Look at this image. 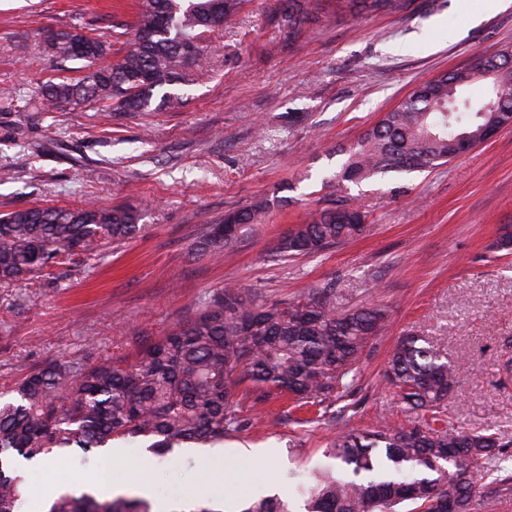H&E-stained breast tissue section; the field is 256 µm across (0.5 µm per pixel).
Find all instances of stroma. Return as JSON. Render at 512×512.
<instances>
[{"mask_svg":"<svg viewBox=\"0 0 512 512\" xmlns=\"http://www.w3.org/2000/svg\"><path fill=\"white\" fill-rule=\"evenodd\" d=\"M283 0H246L213 28L205 64L177 86L182 107L105 117L92 110L35 112L20 121L9 102L36 98L39 85L83 77L74 63L50 61L47 30L90 27L113 49L134 0H0V213L37 205L143 208L144 232L107 245L94 260L54 267L51 278L0 288V380L46 360L134 357L136 338L152 339L191 319L232 282L271 300L335 282L352 304L387 306L391 327L356 367V408L337 402L335 421L294 424L291 402H242L256 427L200 448L157 455L143 440L131 459L102 448L31 465V498L51 485L97 475L107 497L154 494L206 502L199 455L248 500V487L273 481L295 512L298 487L326 465L330 439L343 424L361 430L413 419L382 372L393 343L427 336L449 358L469 359L449 394L448 416L469 431L512 441V252L498 248L512 226V127L445 165L389 173L342 192L323 189L354 144L419 83L512 53V0H395L388 8L341 13L289 38ZM266 198L265 224L234 254L202 256V227ZM354 205L368 232L324 254L284 260L279 233L307 211Z\"/></svg>","mask_w":512,"mask_h":512,"instance_id":"stroma-1","label":"stroma"}]
</instances>
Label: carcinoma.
Masks as SVG:
<instances>
[{
	"label": "carcinoma",
	"mask_w": 512,
	"mask_h": 512,
	"mask_svg": "<svg viewBox=\"0 0 512 512\" xmlns=\"http://www.w3.org/2000/svg\"><path fill=\"white\" fill-rule=\"evenodd\" d=\"M243 0H137L134 21L126 24L127 49L109 65L111 45L87 41L75 51L76 32H53L46 43L53 61H78L80 79H49L38 100L14 110L48 112L93 103L103 112H147L155 94L177 108L173 87L204 63L202 48L189 56L185 43L211 30L213 13L234 17ZM288 30L298 34L321 17L282 7ZM494 63L498 90L508 94L497 110L486 100L461 95L471 70H455L417 86L386 112L349 152L334 175L336 188L376 175L425 171L450 161L456 137L474 138L492 123L512 119V54L482 58ZM267 200L224 216L232 228L218 237L215 225L199 232V251L224 256L264 223ZM357 206L312 210L280 234L276 253L295 258L323 253L364 235L369 225ZM136 206L79 208L35 206L0 216V286L34 280L56 266L91 260L109 244L122 243L144 229ZM390 326L379 304L350 306L335 283L308 289L293 300L271 301L238 285L206 300L186 323L154 340L138 342L135 361L107 355L89 365L62 356L24 377L0 385V512H20L28 492L14 473L17 457L33 460L69 448L90 452L121 439L144 438L156 453L181 443L216 444L252 425L241 415L238 394L265 403L280 394L293 397L306 413L298 424L324 421L336 402L353 395L355 366ZM468 362L450 361L424 336L408 334L392 347L385 383L406 409L420 416L410 427L361 431L344 424L327 446L338 473H314L306 488V512H434L433 503L471 512L474 499L512 498V468L501 465L512 447L492 433L459 430L448 422L446 400ZM48 512H152L135 497L99 500L83 492H60ZM242 512H291L280 498L263 497Z\"/></svg>",
	"instance_id": "obj_1"
}]
</instances>
